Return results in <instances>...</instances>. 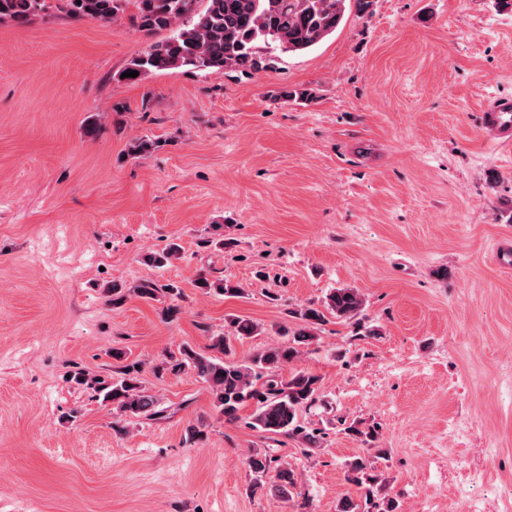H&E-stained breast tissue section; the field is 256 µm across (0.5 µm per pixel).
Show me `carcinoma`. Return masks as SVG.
Segmentation results:
<instances>
[{
	"mask_svg": "<svg viewBox=\"0 0 512 512\" xmlns=\"http://www.w3.org/2000/svg\"><path fill=\"white\" fill-rule=\"evenodd\" d=\"M364 13L373 0H0V23L26 25L37 18L62 13L73 19L110 23L128 18L146 32L168 31L141 54L133 57L123 72L146 75L181 67L196 71H272L289 53L310 50L331 36L342 24L347 2ZM179 247L168 245L149 255L156 268L179 258ZM198 287L228 297L244 294L241 285L227 279L198 280ZM133 292L146 300L174 294V288L144 280ZM364 309L363 296L351 288L331 291L324 308L308 307L298 313L301 324L284 345L269 346L257 352L249 363L226 359L232 351L231 339L243 340L258 334L259 325L249 318L235 316L228 331L212 336L211 349L221 356H206L189 346L179 349L174 370H188L208 385L215 408L227 420L237 418L246 405H253L252 427L270 435L300 436L305 447H323L322 432L306 431L300 415L317 401L320 378L294 369L283 376L314 339V329L325 321V313L339 320L358 318ZM138 363L124 366L122 376L105 380L77 369L71 380L90 385L128 417L151 418L161 414L158 399L141 389ZM273 458L255 452L246 459L249 470L258 477L267 474ZM345 480L354 485L361 502L352 498L339 501L336 512H370L379 509L374 487L377 477L369 473L367 462L355 458L346 463ZM296 472L284 465L277 469L272 495L288 500L296 485Z\"/></svg>",
	"mask_w": 512,
	"mask_h": 512,
	"instance_id": "carcinoma-1",
	"label": "carcinoma"
}]
</instances>
